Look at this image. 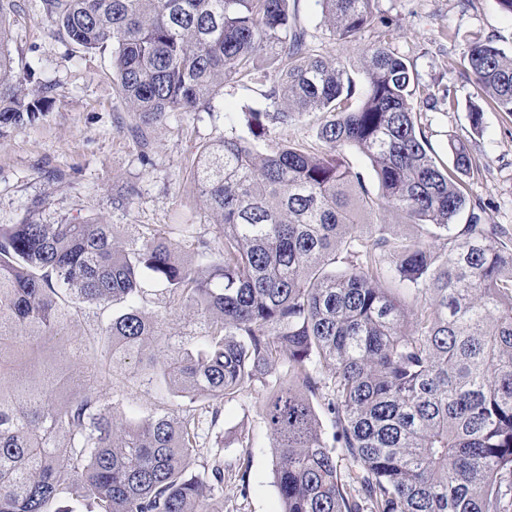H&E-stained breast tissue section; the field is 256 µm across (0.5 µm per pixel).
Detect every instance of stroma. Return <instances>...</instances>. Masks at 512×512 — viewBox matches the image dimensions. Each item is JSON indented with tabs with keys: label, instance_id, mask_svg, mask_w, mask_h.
<instances>
[{
	"label": "stroma",
	"instance_id": "1",
	"mask_svg": "<svg viewBox=\"0 0 512 512\" xmlns=\"http://www.w3.org/2000/svg\"><path fill=\"white\" fill-rule=\"evenodd\" d=\"M10 19L9 48L15 58L40 64L43 82L53 87L50 112L33 124L0 139V224L15 223L39 206L46 223L61 217L100 216L118 227L149 228L176 221L195 225L210 239L215 224L193 181L201 149L222 138L228 113L250 106L275 111V82L242 81L225 85L210 111L187 112L137 135V118L116 95L109 55L76 53L55 37L37 0H19ZM381 24L348 40L333 38L322 23L315 0H298L297 20L309 34L312 53L341 59L356 86H363V55L386 42L413 66L422 95L414 99L417 119L433 151L445 165L454 162L453 147L465 144L480 170L466 179L471 203L481 204L487 222L512 228V115L485 108L483 131L474 133L469 108L479 89L464 75L463 54L473 36L512 50V17L498 0H378ZM432 92L434 101L424 99ZM135 186L133 202L114 208L112 199ZM116 419L170 408L177 399L138 386L127 372H114ZM258 387L225 402L217 426L205 430L198 465L221 456L226 469L237 467L240 440L249 437L250 492L225 500V512H278L272 440L260 406L267 397Z\"/></svg>",
	"mask_w": 512,
	"mask_h": 512
}]
</instances>
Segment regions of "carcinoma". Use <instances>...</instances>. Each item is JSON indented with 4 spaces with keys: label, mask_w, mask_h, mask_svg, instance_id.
I'll return each instance as SVG.
<instances>
[{
    "label": "carcinoma",
    "mask_w": 512,
    "mask_h": 512,
    "mask_svg": "<svg viewBox=\"0 0 512 512\" xmlns=\"http://www.w3.org/2000/svg\"><path fill=\"white\" fill-rule=\"evenodd\" d=\"M295 2L40 0L53 34L110 52L142 128L267 67L279 105L236 113L197 158L212 240L191 224L121 236L96 217L44 224L36 207L0 224V512H224V486L247 497L249 462L230 477L219 459L193 471L202 427L271 383L261 417L279 512H512V231L470 203L463 177L480 165L465 147L452 171L433 153L408 60L368 49L356 93L340 60L311 53ZM375 2L316 0L339 40L380 21ZM17 8L0 0L1 139L53 99L7 48ZM464 63L488 105L512 114V52L475 36ZM306 112L323 114L317 147H260L269 125ZM382 211L419 235L394 234ZM183 309L188 331L169 323ZM78 323L89 329L75 343ZM49 349L84 371L66 373ZM131 364L178 408L117 421L110 376ZM325 371L329 439L310 400ZM346 157L349 165L354 170L359 171L364 175L365 184L370 194L377 196L379 193L378 182L367 160L361 154L356 152H348Z\"/></svg>",
    "instance_id": "1"
}]
</instances>
